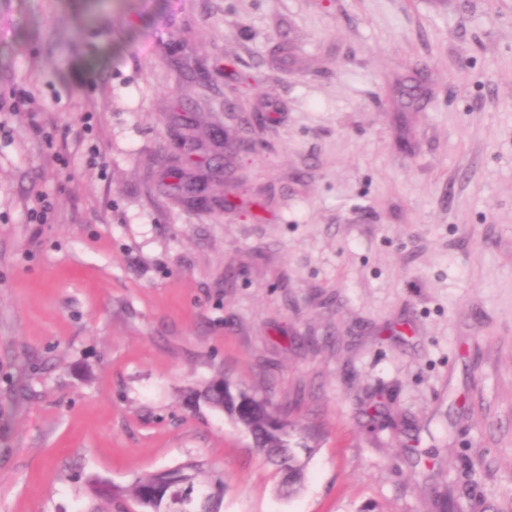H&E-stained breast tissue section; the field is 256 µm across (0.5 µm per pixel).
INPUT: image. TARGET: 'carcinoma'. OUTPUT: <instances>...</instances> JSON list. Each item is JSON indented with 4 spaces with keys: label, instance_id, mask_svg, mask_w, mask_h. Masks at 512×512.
I'll return each instance as SVG.
<instances>
[{
    "label": "carcinoma",
    "instance_id": "obj_1",
    "mask_svg": "<svg viewBox=\"0 0 512 512\" xmlns=\"http://www.w3.org/2000/svg\"><path fill=\"white\" fill-rule=\"evenodd\" d=\"M202 398L251 435L256 450L281 475L280 494L291 496L298 491L305 480L306 460L313 451L308 446L312 435L295 437V428L277 417L268 400L229 379L211 382ZM186 485L202 495L197 512H223L224 498L205 499L203 495L211 488L224 487V477L195 460L150 473L129 488L94 480L90 490L98 500L130 501L138 512H177L180 489Z\"/></svg>",
    "mask_w": 512,
    "mask_h": 512
}]
</instances>
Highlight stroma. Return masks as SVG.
<instances>
[{
	"label": "stroma",
	"instance_id": "35a3bbf8",
	"mask_svg": "<svg viewBox=\"0 0 512 512\" xmlns=\"http://www.w3.org/2000/svg\"><path fill=\"white\" fill-rule=\"evenodd\" d=\"M28 91L0 512L190 458L224 512H512V0H0V100ZM253 119L254 152L212 148ZM221 376L317 433L299 493L195 402Z\"/></svg>",
	"mask_w": 512,
	"mask_h": 512
}]
</instances>
